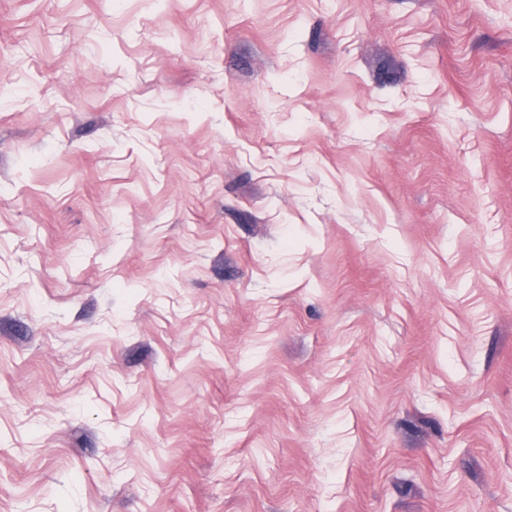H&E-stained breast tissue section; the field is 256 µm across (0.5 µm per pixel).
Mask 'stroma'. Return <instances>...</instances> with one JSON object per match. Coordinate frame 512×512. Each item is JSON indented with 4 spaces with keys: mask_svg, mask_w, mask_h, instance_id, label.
Masks as SVG:
<instances>
[{
    "mask_svg": "<svg viewBox=\"0 0 512 512\" xmlns=\"http://www.w3.org/2000/svg\"><path fill=\"white\" fill-rule=\"evenodd\" d=\"M0 512H512V0H0Z\"/></svg>",
    "mask_w": 512,
    "mask_h": 512,
    "instance_id": "1",
    "label": "stroma"
}]
</instances>
